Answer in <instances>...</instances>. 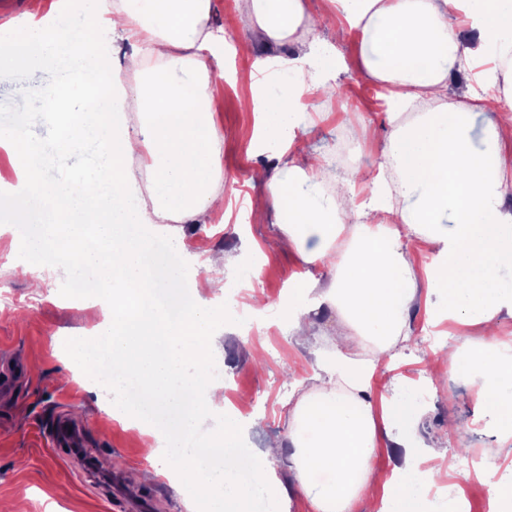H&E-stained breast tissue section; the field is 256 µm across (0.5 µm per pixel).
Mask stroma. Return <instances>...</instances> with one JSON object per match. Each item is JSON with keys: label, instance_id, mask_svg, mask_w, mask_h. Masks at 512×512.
Masks as SVG:
<instances>
[{"label": "stroma", "instance_id": "obj_1", "mask_svg": "<svg viewBox=\"0 0 512 512\" xmlns=\"http://www.w3.org/2000/svg\"><path fill=\"white\" fill-rule=\"evenodd\" d=\"M251 8V0H213L210 26L234 33V47L224 57V73L214 77L209 86L218 101L215 121L221 135V184L228 220L206 226L181 225L188 263L197 269L210 253H238L243 247L265 243L279 234L276 216H269L261 224L247 217L249 199L266 191L264 183L250 180L253 168H269L285 181L291 178L287 165L273 153L252 149L249 136L255 115L244 104L249 90L234 83L233 75L248 72L256 61L292 55L301 42L329 37L327 31L304 26L286 39L259 36L241 26L242 18ZM339 49L349 69L339 76L338 82L345 95L359 100L360 109L342 116L332 111L331 99L320 98L312 117L313 126L302 146L326 156L334 154L344 127L367 124L375 140L366 143L351 138L350 168L375 172L380 162L376 144L387 139L393 124L385 107L370 93L371 78L361 75L355 66L360 51L359 35H351ZM56 75V61L52 58L26 76L0 71V121H18L26 138L46 153L43 170L51 180L59 175L89 171L95 150L90 147L66 161H58L52 152L54 126L44 118L28 116L12 89L15 82L24 79L39 92ZM263 266L260 287L274 301L286 294L294 279L304 272L292 250L285 247L266 253ZM60 270L56 264L33 273L17 267L14 258L0 249V353L9 355L24 369L13 391L0 396V500H23L28 512H128L131 502L145 504V512H186L166 478L149 484L142 482L141 474L151 464L132 431L113 419L111 394L77 381L72 369L66 367L64 341L82 335L86 312L72 296L70 282L61 276ZM332 321L331 313L317 316L315 335L308 348L290 342L280 326L266 329V367L260 373L252 369L239 336L228 334L222 338V356L214 369L224 382V396L232 402L247 398L255 407L258 425L249 432L248 447L261 448L269 439L284 436L289 405L315 385L309 350L324 346ZM411 322L409 339L400 343L392 369L379 372L370 398H391L401 394L409 383L419 382L437 342H466L474 348L488 342L487 337L456 323L433 325L420 303L412 309ZM436 384L440 392L425 403L418 436L430 444L448 426L459 427L458 436L448 442L447 487L463 492L469 512H485L487 486L454 466L465 450H481L495 439L494 428L484 421L477 401L478 383L473 376L449 370ZM60 414L79 424L83 444L98 460L99 472L83 470L50 446L44 431Z\"/></svg>", "mask_w": 512, "mask_h": 512}]
</instances>
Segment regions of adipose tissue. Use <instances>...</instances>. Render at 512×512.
<instances>
[{"instance_id": "1", "label": "adipose tissue", "mask_w": 512, "mask_h": 512, "mask_svg": "<svg viewBox=\"0 0 512 512\" xmlns=\"http://www.w3.org/2000/svg\"><path fill=\"white\" fill-rule=\"evenodd\" d=\"M108 3L30 0L23 18H0V67L27 72L54 54L63 62L45 92L17 87L28 112L50 116L59 155L92 143L99 158L94 175L48 182L38 150L21 132L0 130L13 172L0 175V214L32 212L42 226L39 239L10 242L9 252L31 264L51 251L69 272L96 271L93 305L102 321L71 341L70 357L89 370L111 361L104 386L112 417L136 432L154 460L150 478L177 463L183 478L175 487L189 512H254L261 498L278 512L287 494L269 459L283 444L254 456L250 480L238 478L243 415L225 403L224 384L211 371L216 329L240 334L254 364L263 361L262 346L241 335L237 310L206 304L220 281L178 269L163 283L145 263L155 238L181 246L178 223L208 224L224 211L209 83L224 72L227 38L208 26L211 0H121L115 10ZM336 15L343 18L337 40L362 34L358 68L393 86L388 107L396 124L381 154L399 180L392 187L382 175L356 172L335 181L323 158L298 141L312 99L336 93L344 63L334 43L314 41L276 59L281 82L258 85L251 99L260 115L256 146L285 160L295 179L261 171L266 193L250 202L249 215L257 220L274 209L277 245L294 248L309 273L278 305L251 288V313L263 329L280 307L285 331L301 344L317 310L350 327L314 350L315 369L327 379L288 412L294 489L312 512H357L378 485L381 512H428L416 487L443 485L448 468L443 451L415 444L420 403L409 393L377 404L366 393L410 336L419 291L432 298V319L484 336L512 319V211L503 207L512 197V112L495 98L474 93L466 105L448 93L449 73L464 65L479 82L512 85V0H324L319 8L313 0H252L250 26L284 39L302 21ZM462 16L477 30L474 40L459 39ZM102 30L138 43L125 59L126 71L141 78L137 97L115 100L117 70L94 39ZM421 99L434 109L400 122ZM330 182L337 189L330 201L304 190ZM171 217L176 225H168ZM417 241L428 264L417 263ZM317 269L326 283L314 277ZM187 288L192 297H184ZM448 365L482 380L480 404L498 444L483 449L476 477L494 512H512V496L495 479L500 447L512 441V348L485 345L465 355L444 343L427 371ZM387 448L398 457L388 478L370 465Z\"/></svg>"}]
</instances>
